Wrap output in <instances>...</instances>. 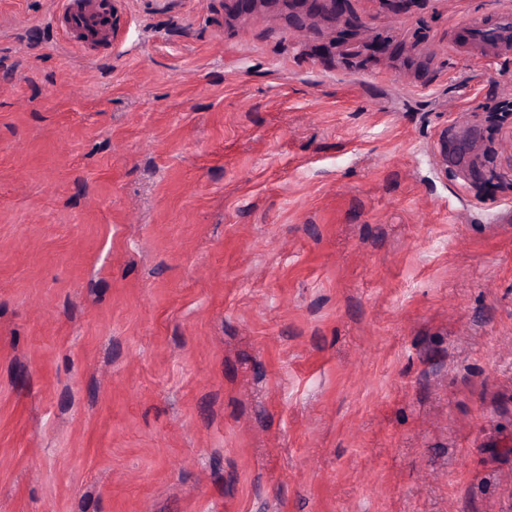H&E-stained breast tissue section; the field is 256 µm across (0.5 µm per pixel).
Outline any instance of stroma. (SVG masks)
Segmentation results:
<instances>
[{"label":"stroma","mask_w":512,"mask_h":512,"mask_svg":"<svg viewBox=\"0 0 512 512\" xmlns=\"http://www.w3.org/2000/svg\"><path fill=\"white\" fill-rule=\"evenodd\" d=\"M393 2L0 0V512H512L499 0ZM59 14L66 17L74 29L82 31L88 38L106 33L112 39V21L109 16L87 10L84 0H61ZM462 41L469 43L474 48V53L485 61L510 55L512 52V2L503 0L501 5L493 11L490 21L474 18L454 45L457 47Z\"/></svg>","instance_id":"stroma-1"}]
</instances>
